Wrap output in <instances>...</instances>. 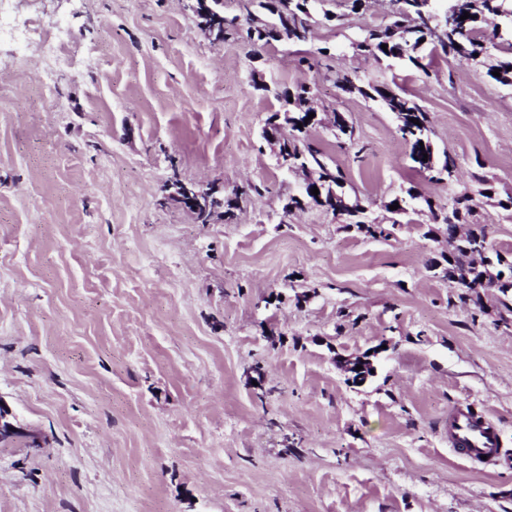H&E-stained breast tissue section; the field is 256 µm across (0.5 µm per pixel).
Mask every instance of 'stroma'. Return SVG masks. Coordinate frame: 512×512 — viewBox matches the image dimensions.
<instances>
[{"label": "stroma", "mask_w": 512, "mask_h": 512, "mask_svg": "<svg viewBox=\"0 0 512 512\" xmlns=\"http://www.w3.org/2000/svg\"><path fill=\"white\" fill-rule=\"evenodd\" d=\"M74 36L44 98L36 42L0 41V512H512V314L431 269L427 216L371 238L315 204L262 138L279 108L253 87L314 85L356 148L310 131L346 195L388 224L414 190L447 202L483 170L494 249L512 252V82L435 56L355 54L391 0H329L308 42L214 43L186 0H16ZM341 68L398 85L432 120L457 183L414 168L381 100ZM243 191L199 223L170 177ZM258 192H250V185ZM376 351L364 385L337 357ZM492 420L496 461L448 446V411ZM39 438L31 447L30 435Z\"/></svg>", "instance_id": "35a3bbf8"}]
</instances>
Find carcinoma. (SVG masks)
Here are the masks:
<instances>
[{
    "instance_id": "obj_1",
    "label": "carcinoma",
    "mask_w": 512,
    "mask_h": 512,
    "mask_svg": "<svg viewBox=\"0 0 512 512\" xmlns=\"http://www.w3.org/2000/svg\"><path fill=\"white\" fill-rule=\"evenodd\" d=\"M328 0H260L258 6L270 13V18L261 20L254 29H246L247 38H256V41L270 46L275 37L266 36L263 31L275 25H288V32L296 35L297 42L304 43L307 38L303 34L310 33L313 22V13L325 6ZM401 3L399 15L389 25L366 30V35L357 44L361 51L372 55L380 53L386 57L407 58L414 66L426 70V65L417 55L420 46L419 40L424 39L431 44L429 56L441 52L445 55H465L478 65L484 64L487 47L480 40V24L494 23L499 19L512 17V11L504 8V0H476L472 4L464 5L460 12H469L470 17L459 22L460 31L451 37L447 34H436L429 27L422 28L416 23L420 17L421 4L418 0H397ZM387 45L382 49L381 45ZM340 89L346 94L358 93L366 98H380L386 107L401 115L399 131L402 138L412 141V149L420 147V141H425L426 152H431L430 134L432 124L430 117L416 103L393 90L387 85L363 84L362 76L356 69H351L337 76ZM418 119L415 124L412 119ZM293 155L302 156V163L309 165L318 173V180L325 184L324 195H329L335 187H341L340 177L323 161V152L314 147L307 138V132L289 141ZM486 190H473L465 185L450 198V205H441L435 200L425 197L418 192H408L409 199H400L399 209L402 214L408 211H417L409 207V201L421 203L422 211L434 224L435 232L448 238V255L442 256L445 267L442 269L443 277L451 279V274L458 273L461 280L453 287L465 288L470 294V301L478 308H483L482 296L479 289L484 287V281L498 280L497 288L503 296L512 294V259H507L500 251L493 250L488 239L487 225L479 222L478 199L476 195H483ZM453 210L455 223L465 224L468 230L465 236L456 239L453 229L448 224V210ZM481 246L486 251H495V258H486V263L480 267L474 266L475 247ZM470 275V281L462 280Z\"/></svg>"
}]
</instances>
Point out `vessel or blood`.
I'll return each instance as SVG.
<instances>
[{
    "mask_svg": "<svg viewBox=\"0 0 512 512\" xmlns=\"http://www.w3.org/2000/svg\"><path fill=\"white\" fill-rule=\"evenodd\" d=\"M448 442L475 461L494 458L498 453L496 428L484 416L466 407L457 406L449 411Z\"/></svg>",
    "mask_w": 512,
    "mask_h": 512,
    "instance_id": "b4317fda",
    "label": "vessel or blood"
}]
</instances>
